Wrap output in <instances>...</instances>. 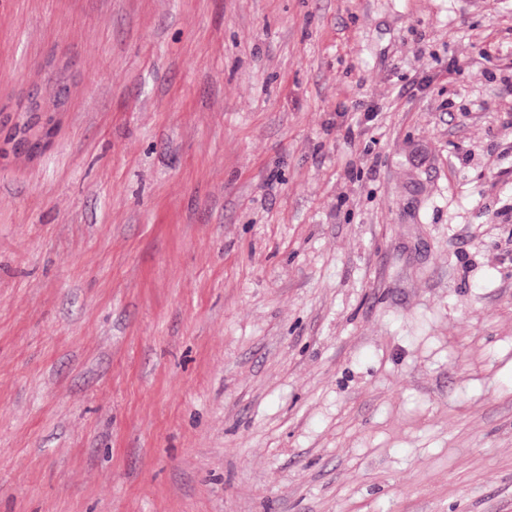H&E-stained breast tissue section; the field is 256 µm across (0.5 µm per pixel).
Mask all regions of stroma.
Wrapping results in <instances>:
<instances>
[{"instance_id":"obj_1","label":"stroma","mask_w":512,"mask_h":512,"mask_svg":"<svg viewBox=\"0 0 512 512\" xmlns=\"http://www.w3.org/2000/svg\"><path fill=\"white\" fill-rule=\"evenodd\" d=\"M0 512H512V0H0Z\"/></svg>"}]
</instances>
